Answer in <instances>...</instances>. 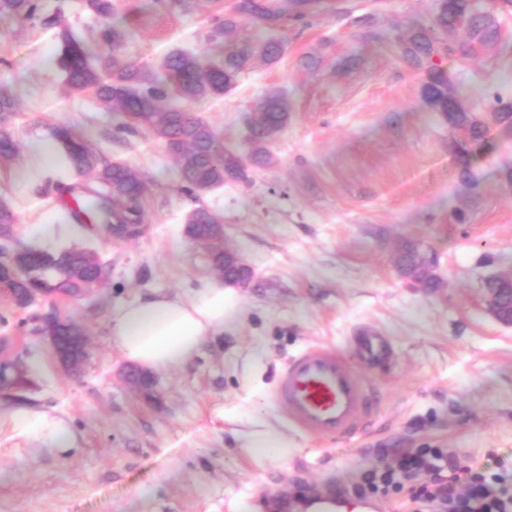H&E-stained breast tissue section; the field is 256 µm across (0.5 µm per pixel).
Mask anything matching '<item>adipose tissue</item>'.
Wrapping results in <instances>:
<instances>
[{
  "instance_id": "ef3b65f1",
  "label": "adipose tissue",
  "mask_w": 512,
  "mask_h": 512,
  "mask_svg": "<svg viewBox=\"0 0 512 512\" xmlns=\"http://www.w3.org/2000/svg\"><path fill=\"white\" fill-rule=\"evenodd\" d=\"M239 299L233 287L210 283L191 297L152 291L112 308V345L127 361L146 370H173L199 353L204 342L233 329ZM20 434L65 452L70 432L64 422L40 412L15 417Z\"/></svg>"
}]
</instances>
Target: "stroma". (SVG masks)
<instances>
[{
  "label": "stroma",
  "instance_id": "35a3bbf8",
  "mask_svg": "<svg viewBox=\"0 0 512 512\" xmlns=\"http://www.w3.org/2000/svg\"><path fill=\"white\" fill-rule=\"evenodd\" d=\"M103 18L83 0H38L33 19L0 17V88L15 110L0 130L19 153L0 164V203L24 244L97 250L104 282L74 300L39 298L26 309L0 295V336L15 339L26 383L0 391V512H232L236 501L277 512L303 485L354 489L396 452L448 448L486 473L512 475V326L485 309L488 277L512 271V131L489 122L495 99L512 104V7L491 6L497 43L448 60L460 103L485 122L482 141L457 150L460 133L421 95L422 74L389 44L428 22L433 0H320L307 21L271 35L283 54L253 59L233 89L194 106L227 150L247 155L262 97L287 93L288 124L268 149L271 166L248 181L200 195L181 190L173 160L146 132H117L110 105L66 87L58 33L86 37L120 25V48L102 56L158 66L182 49L217 60L208 36L236 0H112ZM73 128L105 161L135 168L145 183L144 232L105 239L88 231L32 238L60 204L50 172L29 152L55 127ZM470 168L478 184L462 182ZM206 206L224 218V243L254 268L234 333L216 338L182 368L154 372L145 391L125 382L110 342L117 304L164 290L191 296L215 281L206 253L184 233L186 214ZM434 253L438 288L400 275L404 242ZM59 310L87 332V359L65 371L46 341L21 322ZM380 336L386 356L366 359L358 339ZM323 343L351 357L382 409L355 442H316L291 426L272 398L285 361ZM39 411L63 421L72 448L58 452L19 434L14 416ZM279 434L278 458L249 444Z\"/></svg>",
  "mask_w": 512,
  "mask_h": 512
}]
</instances>
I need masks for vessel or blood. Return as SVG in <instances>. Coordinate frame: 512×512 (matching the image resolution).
Returning a JSON list of instances; mask_svg holds the SVG:
<instances>
[{"mask_svg": "<svg viewBox=\"0 0 512 512\" xmlns=\"http://www.w3.org/2000/svg\"><path fill=\"white\" fill-rule=\"evenodd\" d=\"M274 400L303 433L346 441L364 434L380 413V400L340 350L310 346L288 358L278 372ZM315 512H339L344 489L314 493Z\"/></svg>", "mask_w": 512, "mask_h": 512, "instance_id": "vessel-or-blood-1", "label": "vessel or blood"}]
</instances>
